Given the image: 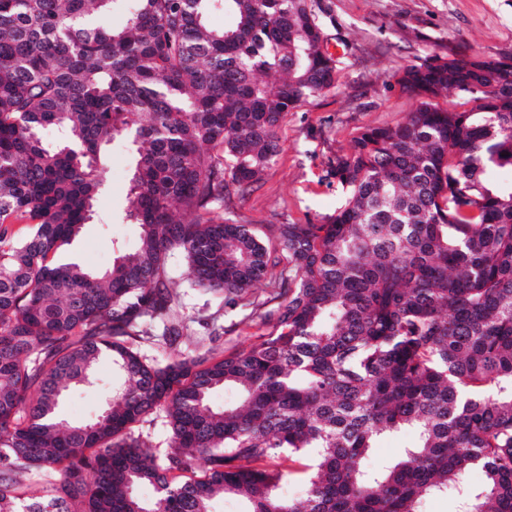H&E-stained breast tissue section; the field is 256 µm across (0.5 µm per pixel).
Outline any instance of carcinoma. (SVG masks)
<instances>
[{"mask_svg":"<svg viewBox=\"0 0 512 512\" xmlns=\"http://www.w3.org/2000/svg\"><path fill=\"white\" fill-rule=\"evenodd\" d=\"M336 76L310 0H0V512H216L226 495L245 512H421L448 491L455 512H512V180L485 176L512 169V56L405 67L415 110L328 160L343 202L326 223L224 216L275 164L288 113ZM453 92L471 108L437 106ZM115 141L140 234L97 273L63 251ZM174 251L190 287L264 328L249 348L141 354L189 329ZM104 359L105 410L62 418L63 391ZM217 389L237 400L212 407ZM158 412L162 456L135 430ZM399 431L414 443L367 471ZM283 457L298 469L269 465ZM295 473L300 504L278 493Z\"/></svg>","mask_w":512,"mask_h":512,"instance_id":"1","label":"carcinoma"}]
</instances>
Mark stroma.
Returning a JSON list of instances; mask_svg holds the SVG:
<instances>
[{"label": "stroma", "instance_id": "stroma-1", "mask_svg": "<svg viewBox=\"0 0 512 512\" xmlns=\"http://www.w3.org/2000/svg\"><path fill=\"white\" fill-rule=\"evenodd\" d=\"M325 47L338 62L335 88L289 113L278 135L281 151L263 181L244 196L233 197L225 216L248 224H319L342 201L324 175L329 157L350 152L364 128L393 125L416 106L398 83L400 70L430 56L459 52L485 58L512 55V0H314ZM131 156L123 145L111 147L104 188L94 220L74 242L80 262L95 269L111 266L113 244L133 246L140 229L128 223ZM184 283L183 313L191 333L177 347L190 354L206 333L198 313L217 312L220 298L190 288L182 253L168 259ZM113 381L112 365L102 362L97 380L73 388L62 404L65 418L80 421L102 408Z\"/></svg>", "mask_w": 512, "mask_h": 512}]
</instances>
